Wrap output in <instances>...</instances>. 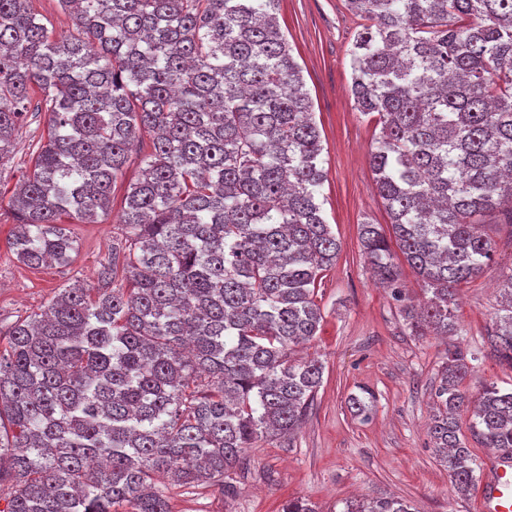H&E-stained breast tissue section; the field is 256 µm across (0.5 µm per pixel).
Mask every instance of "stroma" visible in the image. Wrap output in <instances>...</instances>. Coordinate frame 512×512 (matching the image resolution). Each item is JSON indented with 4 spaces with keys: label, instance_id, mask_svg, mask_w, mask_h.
<instances>
[{
    "label": "stroma",
    "instance_id": "1",
    "mask_svg": "<svg viewBox=\"0 0 512 512\" xmlns=\"http://www.w3.org/2000/svg\"><path fill=\"white\" fill-rule=\"evenodd\" d=\"M277 18L313 100L324 146L323 214L340 242L336 263L318 286L321 330L304 348L323 362V381L292 438L261 440L247 449L243 466L226 478L231 493L179 488L164 478L157 486L171 512H279L296 497L316 503L320 512H343L347 502L389 495L409 501L415 512H479V487L458 493L429 433L445 345L430 333L412 335L401 317L402 298L422 299V283L407 268L400 291L382 287L361 251L362 225L388 222L370 167L376 123L357 111L350 91L349 49L362 20L346 0H280ZM45 123L37 112L17 128L14 157L0 167V195L10 196ZM145 151L142 145L132 150L113 187V215L71 225L78 249L69 265L34 270L18 263L7 243L11 224L0 220L1 328L40 311L74 282L96 285L100 266L112 257L116 211L140 174ZM486 222L494 258L459 289L454 305L457 343L480 356L468 387L472 398L483 382L512 389V370L489 355L483 339L499 307L503 276L512 270V221L496 213ZM365 390L374 401L361 417L348 400Z\"/></svg>",
    "mask_w": 512,
    "mask_h": 512
}]
</instances>
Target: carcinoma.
Listing matches in <instances>:
<instances>
[{
	"instance_id": "obj_1",
	"label": "carcinoma",
	"mask_w": 512,
	"mask_h": 512,
	"mask_svg": "<svg viewBox=\"0 0 512 512\" xmlns=\"http://www.w3.org/2000/svg\"><path fill=\"white\" fill-rule=\"evenodd\" d=\"M366 20L350 49L356 109L380 127L370 163L396 246L427 294L409 328L451 336L459 287L493 260L482 218L512 214V0H346ZM279 0H58L54 36L34 0H0V166L40 95L48 121L8 200L10 249L66 265L65 227L98 224L134 141L149 137L98 285L63 288L0 330V512H171L163 476L225 488L263 437L292 433L322 383L294 357L322 322L336 263L322 216L323 146ZM373 275L402 269L363 224ZM486 327L512 368V270ZM468 353L446 347L430 434L456 489L475 482L459 422L512 448V390L468 399ZM280 512H318L304 498ZM344 512H414L401 498ZM39 11L56 36L76 33L73 19L57 7L55 0H39Z\"/></svg>"
}]
</instances>
